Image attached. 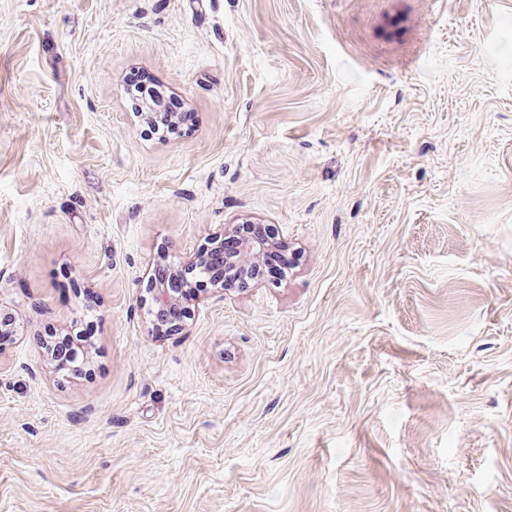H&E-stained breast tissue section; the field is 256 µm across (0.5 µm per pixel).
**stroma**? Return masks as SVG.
<instances>
[{
    "mask_svg": "<svg viewBox=\"0 0 512 512\" xmlns=\"http://www.w3.org/2000/svg\"><path fill=\"white\" fill-rule=\"evenodd\" d=\"M242 222L287 276L156 335ZM0 313V512H512V0H0ZM127 95L137 103L141 113H150L144 118V130L148 135L181 137L196 124L193 112L185 110L177 101L141 68L131 69L124 76ZM151 267L148 271V290L151 306L156 310H163L177 301V296L167 285L154 282L150 277ZM92 327L82 329L73 335L55 336L51 344V357L60 370L79 368L85 362L88 349L93 345Z\"/></svg>",
    "mask_w": 512,
    "mask_h": 512,
    "instance_id": "35a3bbf8",
    "label": "stroma"
}]
</instances>
